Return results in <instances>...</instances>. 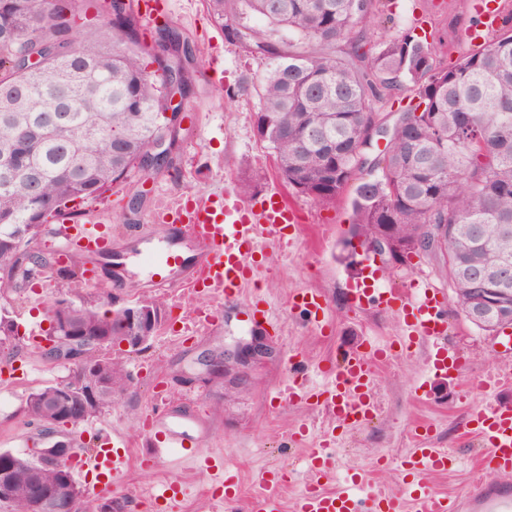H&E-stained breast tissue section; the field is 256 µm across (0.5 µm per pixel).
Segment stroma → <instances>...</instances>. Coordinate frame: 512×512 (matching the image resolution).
Here are the masks:
<instances>
[{
  "instance_id": "1",
  "label": "stroma",
  "mask_w": 512,
  "mask_h": 512,
  "mask_svg": "<svg viewBox=\"0 0 512 512\" xmlns=\"http://www.w3.org/2000/svg\"><path fill=\"white\" fill-rule=\"evenodd\" d=\"M478 1L484 8L502 12L504 18L512 17V0H383L386 19L372 23L369 31L377 40L407 33L427 38L441 47L442 61L448 65L473 49L470 35L472 21L479 16L480 9L474 7ZM167 23L189 43L193 54L194 85L185 122L189 134L160 171L146 174L133 170L101 198L74 202L78 212L110 217L117 250L125 258L120 279L107 275L99 284L81 280L73 285L71 296L96 304L109 291L122 306L155 298L163 300L167 310V319L148 349L126 356L133 380L119 402L99 419L124 434L132 456L126 477L112 490V498L134 495L138 512H152L148 495L153 484L175 477L185 493L174 512H215L209 500L210 470L180 468L168 458L157 466L142 467L141 458L150 446L143 424L153 407L163 405L189 438L203 440L209 451L223 453L226 468L238 477L241 497L249 496L260 471L282 467L295 473L285 491L290 498L305 482L307 471L304 449L289 445L288 432L305 422L316 433L328 428L329 419L323 408L313 404L277 402L276 392L288 378L289 354L299 353L307 362L309 382L315 385L322 381L320 369L328 366L337 350L359 346L368 339H398L401 327L392 313L359 311L352 306L349 287L358 266L344 242L353 221L354 186H347L334 203L325 206L286 189L269 149L256 136V99L236 93L238 84L257 70V61L225 41L205 0H172ZM243 181L252 184L251 199L279 188L285 200L300 209L301 223L292 244L264 245L254 282L231 300L200 295L188 288L171 295L152 288L136 253L137 244L125 236V229H137L155 241L165 238L169 231L158 220L164 209L188 197L201 200L236 191ZM418 274L429 276L437 287L450 286L430 255L412 257L406 265H388L386 271L377 273L375 285L389 288ZM304 289L319 292L326 300L329 327L324 333L306 327L291 306L293 295ZM60 294V279L44 275L1 300L0 306L14 321L18 335L26 338L35 325L48 331L46 310ZM256 295L270 304L276 316L267 335L277 347L278 357L258 365L241 389L221 381L209 385L185 382V375L201 372L208 355L248 334V303ZM448 323V341L461 351L468 365L466 378L428 379L426 361L431 344L427 341L417 342L411 352L397 353L379 366L374 386L378 415L369 424L339 431L335 486H342L346 473L353 470L390 488L401 487L400 462L411 446L410 432L414 425L423 424L440 447L460 459L453 473L434 476L436 489L451 495L470 490L478 475L482 443L467 430L468 412L490 399L512 402V388L497 391L478 384L505 358L501 339L478 330L453 308L448 311ZM66 374L63 364L47 355L44 343H25L18 351L11 343L0 344V393L9 398L8 407L0 410V451L23 453L38 442L37 426L21 413L25 400L30 393L60 382ZM426 379L440 394L437 403H425L414 394L415 386ZM381 454L391 463L378 470L373 462Z\"/></svg>"
}]
</instances>
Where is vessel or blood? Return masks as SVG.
Masks as SVG:
<instances>
[{
	"instance_id": "1",
	"label": "vessel or blood",
	"mask_w": 512,
	"mask_h": 512,
	"mask_svg": "<svg viewBox=\"0 0 512 512\" xmlns=\"http://www.w3.org/2000/svg\"><path fill=\"white\" fill-rule=\"evenodd\" d=\"M176 219L167 244L152 247L149 259L151 281L157 288L190 287L208 295L221 294L235 298L251 284L257 274L254 256L261 243L280 244L291 241V227L300 221L296 206L284 201L279 190L268 192L260 205L240 200L227 192L204 201L187 199L174 210ZM106 218L75 224L62 218L56 229L61 251L81 248L88 262L108 253L111 243ZM193 243L198 249L194 262H186L180 243ZM353 303L360 309H375L398 316L401 337L398 343H368L337 355L326 369L327 383L315 388L299 371H291L288 385L278 394L280 401L290 403L315 401L329 413L333 422L346 427L368 423L377 413L374 393L375 371L379 362L395 350H410L416 339L433 344L428 362L434 375L456 380L463 376V356L445 342L448 334V300L444 292L428 277L418 276L405 288H379L359 280L353 290ZM292 304L301 310L313 328L326 324L325 304L312 290L297 292ZM157 436L161 450L179 449L181 459L198 467L204 455L202 441H189L180 428L154 412L148 422ZM467 428L482 442L479 455L481 471L495 475L512 474V405L481 403L467 416ZM307 427H298L292 435L297 445L308 448L309 478L295 495L291 506H284L283 493L293 479L290 471L271 468L263 472L248 500H241L235 477H226L212 489L215 501L224 512H512V488L483 481L469 493L451 498L437 492L434 474L453 469L458 461L455 453L429 444V433H418L401 461L404 483L392 492L376 485L360 473H352L346 489H329L336 470L334 430L309 439ZM109 449L92 454L73 455L69 464L78 478L89 479L91 485L106 483L116 486L124 476L129 460L120 454L119 433L109 434Z\"/></svg>"
}]
</instances>
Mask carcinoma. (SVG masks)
I'll list each match as a JSON object with an SVG mask.
<instances>
[{"instance_id":"1","label":"carcinoma","mask_w":512,"mask_h":512,"mask_svg":"<svg viewBox=\"0 0 512 512\" xmlns=\"http://www.w3.org/2000/svg\"><path fill=\"white\" fill-rule=\"evenodd\" d=\"M380 0H208L227 42L260 69L239 94L258 100V140L271 149L284 183L319 205L336 201L372 164L376 177L353 198L351 240L369 250L380 227L417 242L448 270L455 303L464 309L471 288H493L459 270L512 266V29L482 49L445 66L438 48L406 34L371 42L368 26ZM94 9L97 19L75 32ZM260 18L265 26L256 25ZM173 36L142 45L129 0H0V297L35 274L56 272L67 283L83 278L84 261L55 269L27 247L68 203L99 197L125 178L159 142L175 141L177 112L170 85L182 99L190 72L170 53ZM36 62H31V59ZM414 103L391 128L388 150L369 149L368 131L393 99ZM439 225L422 239L423 225ZM75 302L64 291L49 309L73 333L80 356L67 381L80 390L110 381L109 398L69 416L47 411L57 385L32 392L28 422L76 426L108 409L131 380L112 356L137 330L129 307ZM20 347L15 324L0 314V343ZM73 479L68 457L37 462L0 451V512L32 510L38 482L55 494Z\"/></svg>"}]
</instances>
